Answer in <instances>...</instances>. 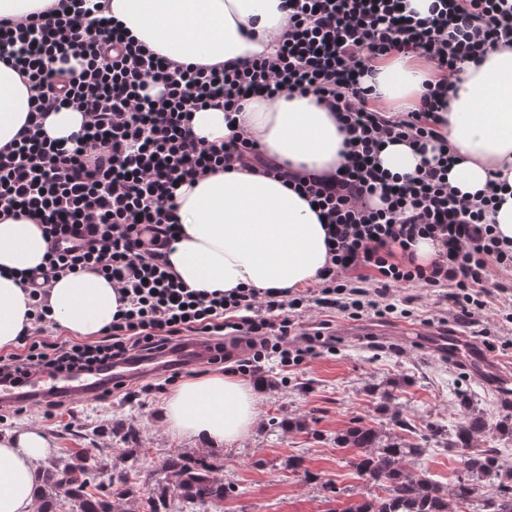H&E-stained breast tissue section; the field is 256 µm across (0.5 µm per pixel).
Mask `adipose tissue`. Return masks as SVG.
Segmentation results:
<instances>
[{"label":"adipose tissue","instance_id":"obj_1","mask_svg":"<svg viewBox=\"0 0 512 512\" xmlns=\"http://www.w3.org/2000/svg\"><path fill=\"white\" fill-rule=\"evenodd\" d=\"M103 16L119 22L147 51L175 63L222 65L274 56L288 26L283 0H99ZM372 80L379 101L397 113L414 109L437 75L411 56L380 59ZM33 91L15 69L0 63V147L27 122ZM441 131L454 162L448 183L459 194L484 190L492 172L507 186L492 222L512 240V48L488 52L464 65L448 98ZM195 136L211 141L240 131L255 138L281 166L302 172H335L343 160L345 134L315 96L284 93L248 97L241 109L194 112ZM181 231L167 259L188 288L213 292L259 291L313 284L327 261L326 226L308 200L282 179L230 170L208 175L175 192ZM49 249L41 226L27 218H0V349L11 348L31 328L32 300L19 283L23 271L40 265ZM119 294L111 280L93 272L54 281L46 298L58 329L75 337L96 336L112 322ZM258 393L232 375L190 378L163 406L167 430L210 446L232 445L257 422ZM54 445L43 427L0 435V512H36L39 462Z\"/></svg>","mask_w":512,"mask_h":512}]
</instances>
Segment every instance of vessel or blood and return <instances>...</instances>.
Returning <instances> with one entry per match:
<instances>
[{
  "label": "vessel or blood",
  "mask_w": 512,
  "mask_h": 512,
  "mask_svg": "<svg viewBox=\"0 0 512 512\" xmlns=\"http://www.w3.org/2000/svg\"><path fill=\"white\" fill-rule=\"evenodd\" d=\"M207 355L202 340L190 339L155 357L134 355L95 366L90 371L54 375L34 372L15 384L0 382V405L12 402L35 405L53 396L68 399L93 397L115 380H145L169 368H187L202 363Z\"/></svg>",
  "instance_id": "vessel-or-blood-1"
}]
</instances>
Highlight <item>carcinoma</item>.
Wrapping results in <instances>:
<instances>
[{
	"instance_id": "obj_1",
	"label": "carcinoma",
	"mask_w": 512,
	"mask_h": 512,
	"mask_svg": "<svg viewBox=\"0 0 512 512\" xmlns=\"http://www.w3.org/2000/svg\"><path fill=\"white\" fill-rule=\"evenodd\" d=\"M486 431L481 416L470 409L462 415L453 433L452 446L460 450L463 474L443 489L437 482L408 469L420 456V445H405L392 432L372 426L354 425L336 436V446L356 451L350 459L358 476L381 489L382 494L362 496L341 512H458L476 503L478 512H512V468L505 465L497 448H474L472 443ZM102 458L79 449L69 460L56 461L42 470L40 497L42 512H53L54 496L66 488L78 512H113L115 500L130 493L128 476L121 474L109 484L107 493L95 483ZM216 466L204 457L176 453L164 460L153 494L147 499L148 512H167L171 491L193 503L212 508L234 492V487L214 475ZM496 486L494 496L478 499L480 486Z\"/></svg>"
}]
</instances>
